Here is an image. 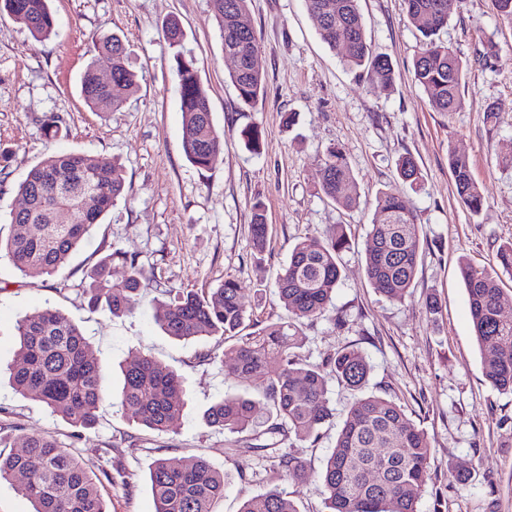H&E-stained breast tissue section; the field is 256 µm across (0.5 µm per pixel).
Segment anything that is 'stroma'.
Returning a JSON list of instances; mask_svg holds the SVG:
<instances>
[{
	"label": "stroma",
	"instance_id": "stroma-1",
	"mask_svg": "<svg viewBox=\"0 0 512 512\" xmlns=\"http://www.w3.org/2000/svg\"><path fill=\"white\" fill-rule=\"evenodd\" d=\"M55 33L35 41L9 16H0V151L10 153L0 176V219L21 202L17 187L51 151H76L120 163L125 189L66 266L39 279L0 259V451H20L25 435L47 434L76 449L89 473L105 465L123 472L124 484H102L110 512H153L148 468L158 457L204 456L217 470L232 468L238 434L208 427L206 410L227 394L248 391L229 376L232 364L222 337L177 341L154 321L158 289L147 288L139 306L122 316L89 306L77 286L100 258L120 250L152 269L161 287L214 288L231 278L240 286L248 331L286 321L276 277L293 245L326 237L344 225L349 247L339 259L342 277L325 317L305 323L300 363L318 364L345 345L358 348L371 367L366 393L392 399L431 443L432 479L420 512H512V394L494 389L482 371L472 333L459 256L483 266L512 240V24L494 0H461L439 37L468 67L460 111H433L412 81L420 34L404 0H359L374 50L388 57L394 82L381 89L369 75L346 67L345 40L322 41L303 0H249V18L260 45L265 89L255 107L240 103L214 19V0H50ZM178 17L180 45H169L163 21ZM125 42L140 76L135 92L115 89L124 106L93 112L80 95V79L102 38ZM194 64L210 97L224 151L209 169L192 166L182 150L176 57ZM501 108L497 124L485 113ZM58 113L67 134L47 141L40 121ZM295 113L287 127L284 113ZM263 133L260 153L248 152L238 133L246 125ZM339 146L355 178L356 207L345 209L321 191L319 160ZM466 155L484 190L480 213L459 200L449 151ZM412 155L422 172L420 189L408 190L421 250L411 300L386 299L368 281L364 250L376 198L394 183L396 162ZM264 207L268 247L251 249L254 203ZM436 296L441 309L426 314ZM62 310L84 331L99 358L106 384L120 392V365L149 354L181 375L186 406L173 429L140 428L118 404L100 409L93 428L75 429L12 389L8 367L17 349L16 324L24 313ZM334 418L315 447L294 443L309 459L302 485L281 480L272 459H244L245 480L224 491L221 512H239L250 496L281 488L299 512H323L318 476L351 402L350 390L329 386Z\"/></svg>",
	"mask_w": 512,
	"mask_h": 512
}]
</instances>
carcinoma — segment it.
<instances>
[{"mask_svg":"<svg viewBox=\"0 0 512 512\" xmlns=\"http://www.w3.org/2000/svg\"><path fill=\"white\" fill-rule=\"evenodd\" d=\"M249 0H215V19L224 48L235 67L230 79L241 102L252 106L264 88L262 72L254 64L259 44L248 19ZM308 13L319 22L321 39L334 45L347 39L344 63L362 69L378 85L394 81L388 58L375 52L366 36L358 0H304ZM407 16L422 36L413 60V81L436 112L462 108L461 90L466 67L457 52L437 40L447 26L458 0H405ZM22 23L33 39L42 42L55 29L49 0H0V12ZM94 51L108 59L112 75L123 88L134 90L138 75L131 69L123 40L114 35ZM182 114V147L187 160L209 168L224 151V133L212 119L210 99L190 62H177ZM81 95L94 112H117L123 100L99 81L90 62L81 77ZM66 127L58 114L42 119L44 136L57 139ZM245 147L258 154L262 131L256 125L240 131ZM457 195L473 213L485 202L473 179L468 158L448 153ZM397 170L403 182L420 185L415 160L403 156ZM321 190L336 204L349 209L356 196L346 192L354 183L345 154L338 146L320 159ZM124 191L121 167L107 159H91L79 152L51 153L33 167L18 186L26 206L11 213V233L0 240L16 269L31 278L51 275L63 267L86 241L91 228L110 211ZM251 248L264 253L268 227L260 205L253 207ZM420 228L411 201L396 187L379 193L364 255L368 280L389 300L403 302L412 295L420 255ZM349 248L343 225L326 238H307L290 251L276 286L280 301L291 312L285 322L271 323L242 335L246 311L236 281L226 279L209 291L167 288L157 302L155 323L168 336L191 340L222 336L230 347V375L249 381L265 402L248 393L226 395L205 413L212 427L248 433L239 456L272 455L284 480L297 486L308 476V461L279 448L286 438L307 442L320 438L322 426L334 416L329 384L335 380L353 392L342 426L320 471L326 512H419L422 490L431 479V445L424 430L411 423L396 402L365 394L370 366L360 350L346 346L317 365H302L294 349L302 342L301 327L328 311L341 279L340 253ZM121 261L124 275L112 279V263ZM460 274L468 294L474 337L482 354L487 381L497 390L512 393V320L503 318L501 275L512 276V242L500 246L493 266H477L463 257ZM156 281L153 271L122 252H113L87 270L78 284L89 303L105 304L112 315L132 312L139 292ZM17 361L12 380L18 393L36 401L74 427L91 428L100 408L109 400L103 368L80 327L65 313L50 308L25 313L17 322ZM275 361L279 372L271 377L267 366ZM120 404L135 423L157 432L170 430L182 417L185 388L182 377L146 354L133 356L123 367ZM91 476L74 449L43 434L25 436L19 453L0 452V479L22 477L20 489L33 512H109L99 490L101 480L123 481V473L101 470ZM231 474L218 471L200 455L179 460L158 458L149 467L154 512H217ZM240 512H298L285 493L273 489L253 496Z\"/></svg>","mask_w":512,"mask_h":512,"instance_id":"cac0c4a2","label":"carcinoma"}]
</instances>
